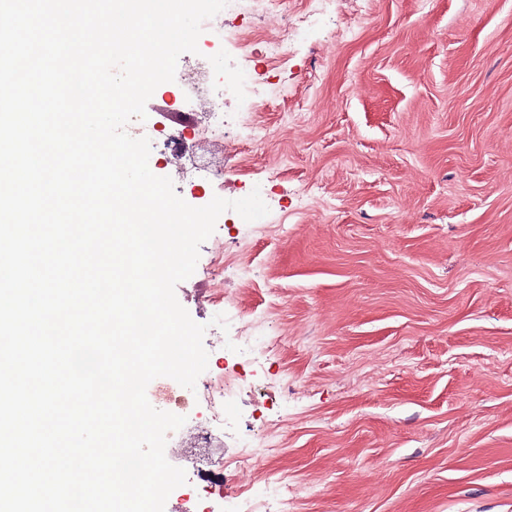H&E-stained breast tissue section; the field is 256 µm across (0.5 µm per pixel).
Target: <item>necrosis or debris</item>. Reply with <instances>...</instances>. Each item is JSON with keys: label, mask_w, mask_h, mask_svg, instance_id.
<instances>
[{"label": "necrosis or debris", "mask_w": 512, "mask_h": 512, "mask_svg": "<svg viewBox=\"0 0 512 512\" xmlns=\"http://www.w3.org/2000/svg\"><path fill=\"white\" fill-rule=\"evenodd\" d=\"M248 91L242 75L215 79L212 59L204 56L180 73L174 99L178 102L194 100L201 114L197 132L218 148L224 142V104L227 97L233 94L240 96ZM126 131L135 138L148 137L155 152L175 169L181 182L199 186L220 174L219 169L201 164L188 153L184 132L155 127L149 129L135 122L128 123ZM229 395V384L220 376L210 380L201 395L176 388L167 381L158 382L152 391L157 407L175 414L186 410L201 412V421L193 432L180 429L171 432L170 438L175 448L192 461L200 481L215 487L223 486L225 478L223 471L212 469L211 460L224 454L219 446V437L220 426L224 422L225 400Z\"/></svg>", "instance_id": "necrosis-or-debris-1"}]
</instances>
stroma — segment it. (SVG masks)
<instances>
[{"mask_svg":"<svg viewBox=\"0 0 512 512\" xmlns=\"http://www.w3.org/2000/svg\"><path fill=\"white\" fill-rule=\"evenodd\" d=\"M314 0L224 17L213 56L262 100L240 101L221 179L175 184L200 207L260 190L254 224L224 213V314L208 368L236 394L224 452L278 451L224 484L289 512H512V0H334L284 56ZM194 272L178 302L215 312Z\"/></svg>","mask_w":512,"mask_h":512,"instance_id":"1","label":"stroma"}]
</instances>
